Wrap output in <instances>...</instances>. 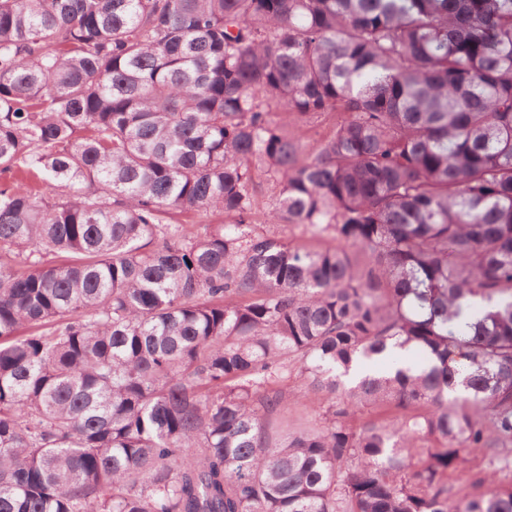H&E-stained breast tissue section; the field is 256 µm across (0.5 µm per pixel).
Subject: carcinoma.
I'll return each instance as SVG.
<instances>
[{"label": "carcinoma", "mask_w": 512, "mask_h": 512, "mask_svg": "<svg viewBox=\"0 0 512 512\" xmlns=\"http://www.w3.org/2000/svg\"><path fill=\"white\" fill-rule=\"evenodd\" d=\"M6 171L0 512H512V0H0ZM334 118H321L311 124H299L287 128L293 135L299 137L303 141H312L321 136L327 135L334 123Z\"/></svg>", "instance_id": "cac0c4a2"}]
</instances>
